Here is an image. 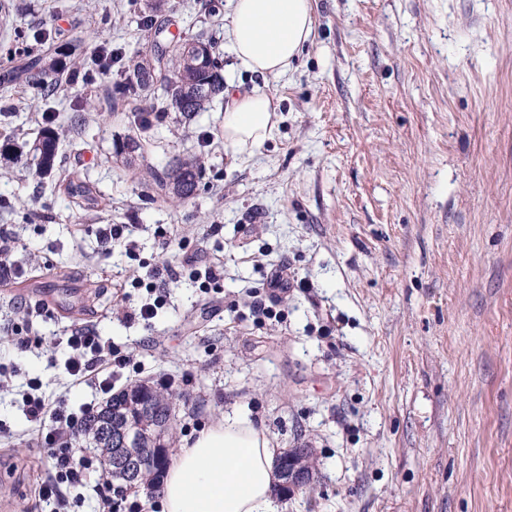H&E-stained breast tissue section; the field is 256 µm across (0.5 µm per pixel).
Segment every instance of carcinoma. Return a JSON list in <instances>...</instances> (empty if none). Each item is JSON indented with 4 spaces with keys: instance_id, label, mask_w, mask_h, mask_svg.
Here are the masks:
<instances>
[{
    "instance_id": "cac0c4a2",
    "label": "carcinoma",
    "mask_w": 512,
    "mask_h": 512,
    "mask_svg": "<svg viewBox=\"0 0 512 512\" xmlns=\"http://www.w3.org/2000/svg\"><path fill=\"white\" fill-rule=\"evenodd\" d=\"M87 36L75 29L67 31L54 50L34 52L18 50L11 57L12 66L0 76L6 87L35 89L44 97L58 94L55 76L68 70L77 82H87L84 56ZM220 65L213 46L206 44L198 49L185 40H170L168 54H143L133 65L132 72L115 87V97L134 105V120L140 127L146 126V114L174 110L186 116L203 112L211 107L223 86L219 74ZM66 143L65 129L50 121L29 146L20 150L12 132L0 133V159L35 172L43 179L55 170L59 150ZM203 165L197 162L177 161L169 166L158 179L160 188L170 187L181 199L193 197L199 187ZM64 190L72 203L85 207L97 202L94 186L71 176L65 180ZM140 397V403L151 410L152 421L167 417L170 406L183 397L180 392L136 383L112 395L107 406L91 411L82 429L76 435V443L84 445L90 439L95 447H101V433L109 413L123 409L128 396Z\"/></svg>"
}]
</instances>
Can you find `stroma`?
<instances>
[{
	"instance_id": "stroma-1",
	"label": "stroma",
	"mask_w": 512,
	"mask_h": 512,
	"mask_svg": "<svg viewBox=\"0 0 512 512\" xmlns=\"http://www.w3.org/2000/svg\"><path fill=\"white\" fill-rule=\"evenodd\" d=\"M0 29L54 46L79 26L125 63L152 49L149 0H6ZM314 32L292 70L238 66L224 34L230 0H167L170 35L214 42L223 80L273 95L274 138L241 153L224 142V102L191 118L169 112L135 161V136L114 102L119 73L88 87L61 74L48 101L0 90L18 143L45 112L68 122L92 108L56 161L90 181L98 205L72 209L51 184L0 169V232L21 271L0 294V512H45L49 473L21 408L27 378L49 402L93 401L67 373L64 338L89 328L138 348L129 382L173 380L172 452L230 411L262 428L277 452L312 449L310 483L275 492L277 512H512V0H313ZM205 171L188 201L154 174L177 159ZM126 224L137 257L102 243ZM171 241L161 249L157 229ZM221 261V293L184 269ZM176 270L151 328L126 314L147 297L130 269ZM287 267L303 285L278 318L253 315L267 280ZM76 306L31 319V349L11 340L31 293Z\"/></svg>"
}]
</instances>
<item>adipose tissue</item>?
Wrapping results in <instances>:
<instances>
[{
	"label": "adipose tissue",
	"mask_w": 512,
	"mask_h": 512,
	"mask_svg": "<svg viewBox=\"0 0 512 512\" xmlns=\"http://www.w3.org/2000/svg\"><path fill=\"white\" fill-rule=\"evenodd\" d=\"M312 0H233L226 36L239 64L262 76L291 70L313 36ZM222 131L237 151L273 137L276 100L225 89ZM274 450L263 429L228 415L184 445L161 491L162 512H273Z\"/></svg>",
	"instance_id": "adipose-tissue-1"
}]
</instances>
